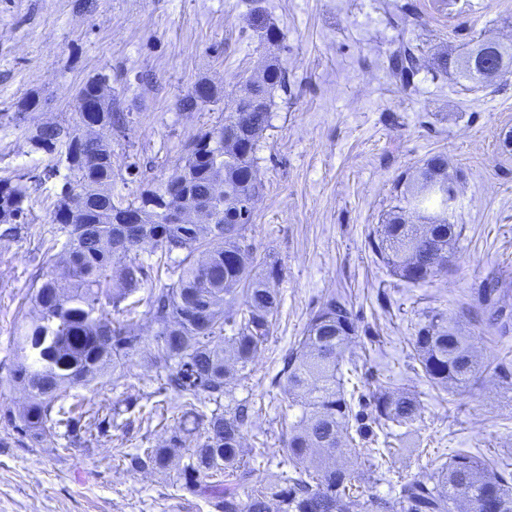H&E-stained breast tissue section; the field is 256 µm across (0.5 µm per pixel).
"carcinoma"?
Returning <instances> with one entry per match:
<instances>
[{
	"instance_id": "obj_1",
	"label": "carcinoma",
	"mask_w": 512,
	"mask_h": 512,
	"mask_svg": "<svg viewBox=\"0 0 512 512\" xmlns=\"http://www.w3.org/2000/svg\"><path fill=\"white\" fill-rule=\"evenodd\" d=\"M420 61L411 46L402 45L390 55L388 69L407 89ZM437 66L454 69L477 87H494L512 78V50L485 36L460 57H438ZM99 80L94 76L79 87L74 99L80 104L70 120L43 123L28 137L33 149L56 157L45 176H63L51 211V223L63 239H49L47 251L60 249V264L35 288V317L17 339V351L29 364L17 369L16 380L30 397L19 429L79 420L84 402L70 392L141 351L167 371L161 389L179 395L175 409L181 422L164 446L140 449L131 464L165 469L192 444L178 481L190 493L206 491L218 498L222 512H458L461 507L483 512L485 504L495 512H512L507 475L465 452L453 455L432 479L401 483L392 501L352 492L359 478L337 464V450L366 439L374 425L413 424L421 417V405L415 392L386 386L354 406L343 352L358 325L346 300L336 295L313 312L280 370L284 393L293 402L301 400L303 408L283 441L292 474L256 484L240 497L239 487L251 475L241 456L250 407L238 403L207 416L195 401L204 396L218 404L229 395L234 376L247 375L273 330L280 300L270 282L281 280L282 266L266 254L256 255L246 234L253 217L239 223L233 214L262 187L256 150L269 127L271 92L287 88L286 70L276 60L269 62L249 88L264 100L262 106L238 98L222 119L185 142L167 181L142 186L131 199L112 187V140L126 136L130 113L116 94L100 111L86 107L95 103ZM219 179L224 205L208 222L173 224L163 216L161 207L185 196L209 200ZM27 180L24 174L0 178L1 250L9 249L18 225L29 223ZM457 182L443 155L432 156L417 176L398 180L397 204L377 230L372 249L409 284H425L448 272L462 232L448 223V194L456 193ZM131 207L145 216L142 223H124ZM157 251L170 261L176 278L151 292L154 331L146 340L130 324L112 320L106 306L119 307L144 286L149 272L141 255ZM175 253L183 257L177 260ZM502 291L504 282L491 277L479 296L494 306ZM237 303L242 307L236 310ZM411 344L423 376L437 387L464 392L483 373L470 337L441 311L427 314ZM69 396L72 402L66 405Z\"/></svg>"
}]
</instances>
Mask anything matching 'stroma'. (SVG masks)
Returning a JSON list of instances; mask_svg holds the SVG:
<instances>
[{"mask_svg":"<svg viewBox=\"0 0 512 512\" xmlns=\"http://www.w3.org/2000/svg\"><path fill=\"white\" fill-rule=\"evenodd\" d=\"M283 36L261 40L253 13ZM512 43V0H0V113L39 98L17 126L0 122V177L41 178L28 206L31 226L0 252V512H218L209 496L182 489V458L165 471H135L126 454L163 445L179 419L175 393L161 392L162 372L140 353L124 367L81 388L86 411L76 425L48 424L19 434L11 420L28 395L14 380L21 363L14 339L33 311L28 298L49 269L35 229L51 231L61 177L45 178L51 155L33 150L29 130L69 120L73 97L89 78L108 75L131 113L126 138L112 143L117 193L173 173L185 141L231 111L242 85L276 57L288 73L275 90L270 126L256 157L263 189L247 234L257 255L283 268L281 299L266 347L233 390L253 406L243 430L252 481L288 469L282 441L302 413L274 379L311 314L332 295L344 297L359 332L344 353L357 368L350 386L370 396L380 386L414 391L421 417L376 430L403 442L394 458L365 460L342 448L338 460L357 470L367 494L391 498L401 481L430 478L449 458L468 452L512 471V329L467 325L485 373L464 393L431 386L414 359L411 339L429 311L451 317L478 312L477 290L496 274L512 281V84L473 89L436 71L438 51L466 53L479 34ZM418 47L423 66L402 90L387 70L401 43ZM221 93L218 104L180 111L178 97L199 80ZM436 154L458 172L449 217L460 225L446 274L411 286L373 252L371 240L395 204L399 176L415 174Z\"/></svg>","mask_w":512,"mask_h":512,"instance_id":"obj_1","label":"stroma"}]
</instances>
